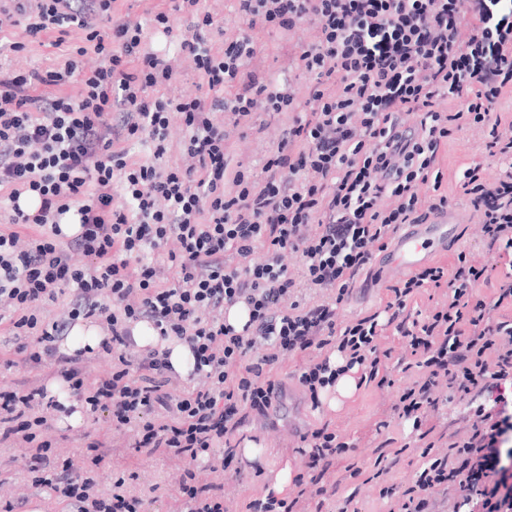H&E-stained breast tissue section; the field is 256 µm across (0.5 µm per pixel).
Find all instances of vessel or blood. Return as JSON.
<instances>
[{
    "instance_id": "b4317fda",
    "label": "vessel or blood",
    "mask_w": 512,
    "mask_h": 512,
    "mask_svg": "<svg viewBox=\"0 0 512 512\" xmlns=\"http://www.w3.org/2000/svg\"><path fill=\"white\" fill-rule=\"evenodd\" d=\"M460 222L455 209L434 215L429 223L410 224L398 232L384 250L381 274L399 279L428 261L433 252L447 247Z\"/></svg>"
}]
</instances>
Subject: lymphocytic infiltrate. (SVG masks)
<instances>
[{
	"instance_id": "obj_1",
	"label": "lymphocytic infiltrate",
	"mask_w": 512,
	"mask_h": 512,
	"mask_svg": "<svg viewBox=\"0 0 512 512\" xmlns=\"http://www.w3.org/2000/svg\"><path fill=\"white\" fill-rule=\"evenodd\" d=\"M14 2L0 9V34L21 25L31 35L53 29L64 38L75 30L84 36L63 67L46 74L58 85L80 76V100L37 103L22 95L29 81L22 74L0 85V190L12 211L11 227L0 229V322L17 337L21 364L55 366L82 407L108 412L116 430L132 431L134 447L171 448L194 461L219 446L227 468L238 452L224 439L244 408L270 405L278 386L264 369L281 355L338 352L340 364L326 358L299 375L315 404L354 367L378 374L377 315L340 325L334 304L369 264L374 243L448 208L444 197L422 205L416 186L432 176L453 131L488 121L512 85V0H236L244 28L223 50L213 51L198 33L179 44L214 95L209 106L165 95L173 72L156 55H140L138 72L124 73L126 58L139 54L143 27L100 30L92 18L108 16L111 0ZM305 26L318 38L294 53L315 80L310 111L301 115L290 88L266 80L250 62L262 49L257 31ZM90 50L98 57L92 67L84 63ZM332 84L339 94L329 93ZM447 93L463 99V109L435 110ZM417 110L420 129L406 133L400 115ZM175 112L188 130L186 165L160 170L114 150L120 137L142 133L163 155ZM221 112L238 120L293 113L261 180L227 177ZM464 189L490 246L506 260L502 284L492 301L479 298L491 272L462 258L454 273L426 267L392 289L386 308L421 354L423 370L402 389L394 414L417 429L447 396L475 406L466 436L446 453L423 450L414 486L384 490L396 512H512V321L496 317L512 304V171L489 182L467 169ZM26 193L38 196L36 210L21 207ZM387 196L393 205H383ZM65 222L79 232L64 233ZM21 225L31 236L21 237ZM259 248L264 260L251 262ZM288 249L302 257L300 276L282 262ZM163 250L177 270L170 285L153 259ZM75 252L85 264L73 263ZM300 277L334 291V303L288 302ZM443 281L447 306L401 323L414 291ZM64 292L66 307L51 310ZM238 304L249 312L239 330L225 318ZM88 319L103 321L101 349L113 360L111 374L92 382L79 354L58 352L69 330ZM141 321L160 340L189 348V379L172 370L167 351L128 358L132 326ZM57 407L43 385L22 395L0 391V446L25 443L31 487L73 512H140L141 500L125 491L124 479L114 481L111 494L93 496V471L104 459L99 445L89 447L78 469L53 456L39 432L47 410Z\"/></svg>"
}]
</instances>
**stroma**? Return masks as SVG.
<instances>
[{"label":"stroma","instance_id":"35a3bbf8","mask_svg":"<svg viewBox=\"0 0 512 512\" xmlns=\"http://www.w3.org/2000/svg\"><path fill=\"white\" fill-rule=\"evenodd\" d=\"M164 12L170 17L173 30L163 34L152 24L155 14ZM210 15L213 24L204 34L213 49L224 47L225 40L236 37L243 28L233 0H198L196 5L178 7L177 0H112L110 19L98 20L102 30L124 22L140 23L143 27L141 48L165 59L173 69V78L166 87L168 96L180 97L192 94L207 97L201 87L198 73L191 56L179 50L180 40L192 34L202 15ZM56 31H44L37 37L28 36L24 28H16L14 41L24 43L19 52H0V70L12 74L31 71L47 72L62 63L65 51L55 42ZM263 52L253 66L264 77L274 82L289 81L298 103H305L314 84L313 77L292 61L290 46L296 42L311 43L317 38L314 29L305 28L288 35L278 31L259 32ZM289 121L288 115L267 118L254 115L252 121L226 124V161L228 173L243 171L252 179H262V165L270 150L277 144ZM263 124V132L250 130V123ZM491 129L490 123L470 124L456 132L441 147L436 168L439 183H424L417 193L422 202L447 196L451 207L462 219L459 234L450 240L446 250L432 254L430 265L454 269L459 256H466L475 265L492 266L498 263L497 254L489 251L482 224L473 213L463 189V174L472 167H479L483 177L495 180L507 169L505 163L491 157L485 144ZM187 134L180 115H172L168 128V150L161 157H154L143 139L131 137L116 141L115 147L125 150L130 160L154 162L159 169L183 163L181 142ZM393 294L387 282L378 283L374 293L349 294L336 308L337 323H346L383 311ZM376 345L385 353L387 383L370 380L361 371H353L356 389L351 397L342 399L337 406H330L334 390L320 395V405H313L308 392L301 386L298 376L303 366L324 359L322 351H308L294 357H282L271 366L269 376L282 388L280 408L277 411L259 412L250 408L242 412L239 429L234 441L253 442L262 449L260 459L247 466L242 475L224 470L221 451L201 456L197 461L172 451L135 449L129 436L112 428L108 413L85 414L80 425L69 426L61 421L60 412H52L49 427L42 436L52 443V451L58 459L72 460L81 465L87 446L95 441L111 447L109 455L95 473L96 490L106 495L116 478L126 480L128 491L141 496L144 512H184L182 501L175 494V487L186 469H194L201 486L209 492L223 495L231 512H246L248 504L264 502L273 489L274 476L283 468L292 474L305 472L306 456L303 453L302 434L320 427H327L338 441L350 447L347 458L336 460L316 483L306 484L309 505H321L322 512H389L393 500L383 498L381 491L394 487L403 491L411 486L422 465L421 453L425 442H433L437 452L448 449V438L453 434H465L463 419L465 404L455 400L446 406V418L428 415L420 431H413L411 424L400 423L393 418L391 408L398 393L411 384L421 373L417 366L418 355L413 354L405 338L394 326H383ZM15 344L8 325L0 326V388L25 392L37 375H50L51 367H43L34 373L24 367L6 368V360L15 358ZM355 460L362 469L360 476H346L344 468L348 460ZM324 487L328 491L325 502H317L315 490ZM25 450L16 444L0 447V508L7 502L27 494Z\"/></svg>","mask_w":512,"mask_h":512}]
</instances>
